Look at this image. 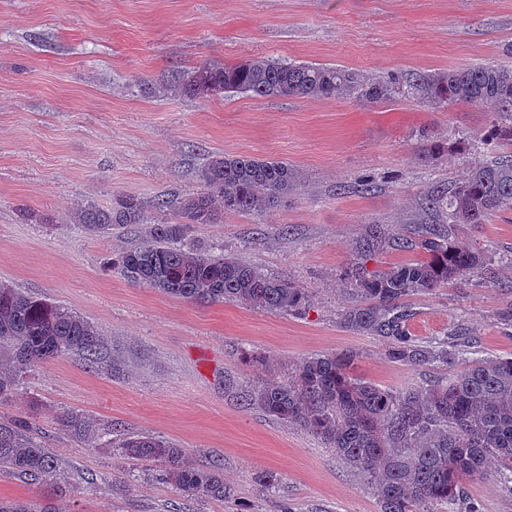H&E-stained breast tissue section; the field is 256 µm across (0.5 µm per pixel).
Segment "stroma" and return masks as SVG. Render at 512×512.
I'll use <instances>...</instances> for the list:
<instances>
[{
  "label": "stroma",
  "mask_w": 512,
  "mask_h": 512,
  "mask_svg": "<svg viewBox=\"0 0 512 512\" xmlns=\"http://www.w3.org/2000/svg\"><path fill=\"white\" fill-rule=\"evenodd\" d=\"M258 57L336 64L367 78L448 67H512V0H0V281L95 325L103 359L75 353L32 368L0 399V421L22 420L65 474L28 485L0 470V500L52 512H379L375 496L332 449L300 427L244 405L254 381L287 375L304 358L350 350L358 375L401 391L431 372L388 360L375 337L341 328L352 265L383 269L411 255L383 246L360 257L368 225L386 236L441 222L426 197L459 183L493 150L497 116L476 105L431 108L400 96L191 100L155 96L172 71ZM441 144L428 154L426 142ZM283 160L300 185L261 214L196 225L188 244L223 245L273 278L308 289L306 312L168 297L125 279L108 261L138 247L141 225L93 234L76 204L146 202L200 188L212 156ZM372 178L373 190L361 182ZM47 213L49 224L25 220ZM493 278L471 277L409 300V330L450 334L484 356L512 355V211L460 224ZM268 356L246 363L243 352ZM78 412L104 428L86 442L60 424ZM145 433L217 462L234 491L184 496L154 465L123 456L111 429ZM273 474L275 486H260Z\"/></svg>",
  "instance_id": "1"
}]
</instances>
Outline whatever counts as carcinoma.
I'll use <instances>...</instances> for the list:
<instances>
[{
	"instance_id": "1",
	"label": "carcinoma",
	"mask_w": 512,
	"mask_h": 512,
	"mask_svg": "<svg viewBox=\"0 0 512 512\" xmlns=\"http://www.w3.org/2000/svg\"><path fill=\"white\" fill-rule=\"evenodd\" d=\"M406 90L433 108L466 103L497 111L488 141L493 160L476 165L451 191H436L427 207L450 224H483L512 209V69L492 64L450 68L400 81L394 77L364 81L349 68L295 63L274 58L237 64L210 61L178 70L162 90L193 100L228 93L260 99L309 97L357 98L368 103L392 100ZM199 191L152 207L138 196L122 194L108 206L81 203L74 223L93 233L114 227L148 225L143 244L112 259V268L128 281L195 302H238L262 312L300 314L312 295L291 282L269 277L234 255L183 241L195 224H219L227 212L263 213L288 198L300 183L287 162L245 155H223L201 170ZM382 243L375 226L361 240V255ZM394 249H419L424 258L370 271H350L352 304L339 324L353 333L381 338L386 355L414 367L454 363L457 351L448 336L420 342L411 336L408 299L443 288L477 271H487L483 252L430 224L417 236L398 237ZM103 337L73 310L28 296L0 282V398L13 393L28 370L77 352L98 363ZM357 354L346 350L304 358L285 379L266 378L245 396L247 405L301 427L321 440L373 491L380 512H480L469 503L459 509L464 481L484 479L496 461V476L512 484V356L468 362L452 375L424 387L392 391L357 376ZM61 425L79 439L97 436V424L66 413ZM123 455L147 460L188 496L224 500L229 489L219 465L191 461L182 448L151 435L119 438ZM0 467L33 485L52 483L56 458L21 424L0 422Z\"/></svg>"
}]
</instances>
